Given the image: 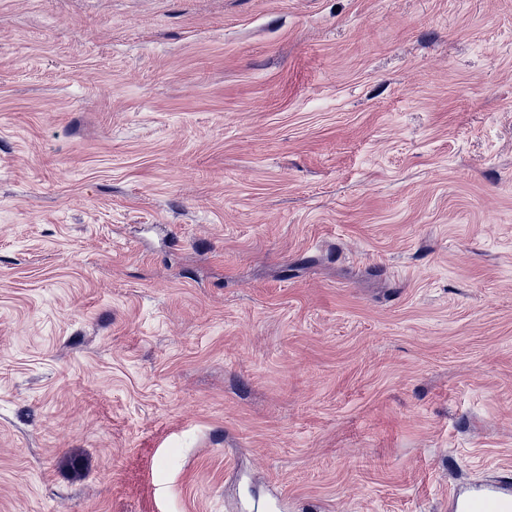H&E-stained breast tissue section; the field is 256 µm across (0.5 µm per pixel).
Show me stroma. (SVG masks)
Listing matches in <instances>:
<instances>
[{
	"mask_svg": "<svg viewBox=\"0 0 512 512\" xmlns=\"http://www.w3.org/2000/svg\"><path fill=\"white\" fill-rule=\"evenodd\" d=\"M509 479L512 0H0V512Z\"/></svg>",
	"mask_w": 512,
	"mask_h": 512,
	"instance_id": "obj_1",
	"label": "stroma"
}]
</instances>
